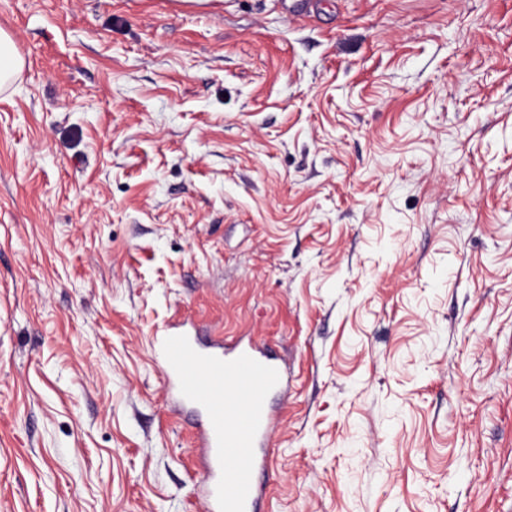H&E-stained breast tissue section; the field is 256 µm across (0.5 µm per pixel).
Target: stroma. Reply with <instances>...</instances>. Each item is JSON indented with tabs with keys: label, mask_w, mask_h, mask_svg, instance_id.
<instances>
[{
	"label": "stroma",
	"mask_w": 512,
	"mask_h": 512,
	"mask_svg": "<svg viewBox=\"0 0 512 512\" xmlns=\"http://www.w3.org/2000/svg\"><path fill=\"white\" fill-rule=\"evenodd\" d=\"M0 30V512H204L175 323L288 377L263 512H512V0ZM25 66L11 37L0 31V91L11 87L19 78Z\"/></svg>",
	"instance_id": "obj_1"
}]
</instances>
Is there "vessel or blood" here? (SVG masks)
Wrapping results in <instances>:
<instances>
[{"label": "vessel or blood", "instance_id": "b4317fda", "mask_svg": "<svg viewBox=\"0 0 512 512\" xmlns=\"http://www.w3.org/2000/svg\"><path fill=\"white\" fill-rule=\"evenodd\" d=\"M159 358L170 398L203 414L206 512H256L265 494L256 474L277 420L268 398L285 382L275 357L249 344L204 345L177 328L160 338Z\"/></svg>", "mask_w": 512, "mask_h": 512}]
</instances>
